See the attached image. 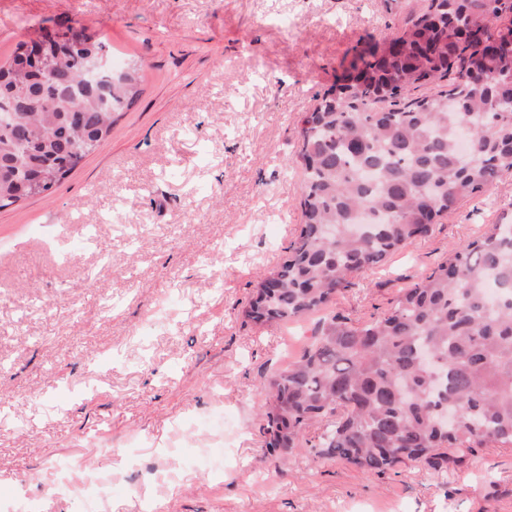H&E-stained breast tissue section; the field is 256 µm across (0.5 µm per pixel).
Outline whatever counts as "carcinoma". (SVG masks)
Returning <instances> with one entry per match:
<instances>
[{
  "label": "carcinoma",
  "instance_id": "carcinoma-1",
  "mask_svg": "<svg viewBox=\"0 0 512 512\" xmlns=\"http://www.w3.org/2000/svg\"><path fill=\"white\" fill-rule=\"evenodd\" d=\"M392 41L358 42L300 119L302 224L242 310L255 325L317 314L352 279L427 235L459 204L512 171V0L479 28L488 0H425ZM49 58L17 43L0 66V208L58 185L139 93L133 72L92 86L87 59L106 44L61 33ZM441 87L431 96L413 91ZM302 355L268 377L260 433L277 460L297 448L383 476L408 461L458 467L512 447V224L458 248L400 289L382 315L318 318ZM321 427L316 437L307 430Z\"/></svg>",
  "mask_w": 512,
  "mask_h": 512
}]
</instances>
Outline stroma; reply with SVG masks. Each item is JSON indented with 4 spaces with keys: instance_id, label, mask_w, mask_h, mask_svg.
<instances>
[{
    "instance_id": "obj_1",
    "label": "stroma",
    "mask_w": 512,
    "mask_h": 512,
    "mask_svg": "<svg viewBox=\"0 0 512 512\" xmlns=\"http://www.w3.org/2000/svg\"><path fill=\"white\" fill-rule=\"evenodd\" d=\"M423 5L0 0L1 64L18 41L69 27L143 63L100 147L50 194L0 209V499L39 512H512V448L376 478L304 448L275 463L259 433L267 377L317 321L239 315L302 224L299 120L348 48L397 34ZM510 223L512 172L328 309L366 320ZM67 472L112 492L64 494Z\"/></svg>"
}]
</instances>
